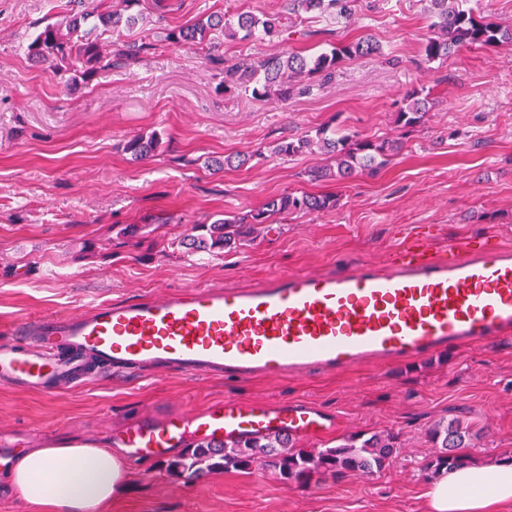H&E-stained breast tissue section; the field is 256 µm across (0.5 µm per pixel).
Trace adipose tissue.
<instances>
[{"mask_svg":"<svg viewBox=\"0 0 512 512\" xmlns=\"http://www.w3.org/2000/svg\"><path fill=\"white\" fill-rule=\"evenodd\" d=\"M129 479L119 449L85 445L25 448L0 468V490L20 493L35 512H104ZM426 496L427 512H499L512 504V457L441 471Z\"/></svg>","mask_w":512,"mask_h":512,"instance_id":"adipose-tissue-1","label":"adipose tissue"}]
</instances>
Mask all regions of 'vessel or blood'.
Masks as SVG:
<instances>
[{"label": "vessel or blood", "mask_w": 512, "mask_h": 512, "mask_svg": "<svg viewBox=\"0 0 512 512\" xmlns=\"http://www.w3.org/2000/svg\"><path fill=\"white\" fill-rule=\"evenodd\" d=\"M12 334L16 343L0 346V384L45 395L104 370L167 366L189 377L251 378L404 363L447 347L512 341V251L482 241L441 251L412 243L386 264L103 301L18 321ZM335 425L307 402L226 399L127 425L115 442L132 456L159 458L196 439L316 438Z\"/></svg>", "instance_id": "obj_1"}]
</instances>
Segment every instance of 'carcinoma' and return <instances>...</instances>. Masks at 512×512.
Masks as SVG:
<instances>
[{
    "label": "carcinoma",
    "mask_w": 512,
    "mask_h": 512,
    "mask_svg": "<svg viewBox=\"0 0 512 512\" xmlns=\"http://www.w3.org/2000/svg\"><path fill=\"white\" fill-rule=\"evenodd\" d=\"M124 8H112V0L85 3L82 9L69 17L67 32L58 24L44 26L28 45L29 53L39 59H55L66 64L83 77L106 72L116 63L136 57L151 48V43L133 40L122 43L115 54L105 53L99 37L123 28H134L143 14L130 12L140 0H122ZM357 0H288V14L303 11L331 17L350 19L355 16ZM426 18L437 35L429 38L423 47L425 59L440 61L462 48L494 47L512 42V27L477 17L464 7L466 0H422ZM280 18L241 13L234 23L222 13L211 14L192 25L182 26L168 33L167 40L176 45L198 48L209 42L212 32H222L228 38L238 35L251 37L260 30L265 34L276 32ZM382 54L380 44L371 36H362L347 43H336L315 55L298 51H283L261 60L242 57L224 65V90L252 86V93L264 97L270 93L286 101L309 90L307 80L317 76L331 79L338 65L346 60ZM429 110V101L422 91L413 90L404 97V104L395 113V124L401 131L398 139L369 140L342 134L328 126L315 132L306 131L294 138H285L273 147V153L293 157L318 148L328 163L309 171L314 181L348 180L358 174L374 176L390 158L400 152L401 138L420 127ZM160 145L158 134L129 138L124 151L134 159L153 155ZM337 198L328 194L289 192L268 199L261 207L242 217L219 218L211 223L196 224L193 233L181 241L191 254H218L236 247L239 242L253 238L259 229H268L276 216L292 213H316L336 206ZM430 439L440 445L439 451L426 465L435 472L454 465L462 455L458 449L468 447L469 432L457 421L437 425L430 431ZM395 438L389 434L370 436L353 434L342 443L313 454L299 448L286 434L245 435L229 442L201 440L167 462L170 472L189 479H201L212 472L226 469H249L255 463L279 471L289 481L303 482L314 472L342 474L357 472L372 475L389 464L395 450Z\"/></svg>",
    "instance_id": "1"
}]
</instances>
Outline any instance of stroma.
Segmentation results:
<instances>
[{"label": "stroma", "mask_w": 512, "mask_h": 512, "mask_svg": "<svg viewBox=\"0 0 512 512\" xmlns=\"http://www.w3.org/2000/svg\"><path fill=\"white\" fill-rule=\"evenodd\" d=\"M71 9V0H0V342L16 321L94 301L342 272L385 263L411 242L444 249L481 239L512 248V44L429 63L422 48L433 31L420 0H359L353 20L303 13L292 37L216 33L201 53L170 44L167 33L216 11L277 16L287 0H170L163 12L143 0L145 19L130 35L148 34L152 49L83 80L56 75L51 61L27 53L38 27L66 21ZM366 34L381 56L342 63L310 93L284 102L224 88L222 61L287 48L318 53ZM414 89L429 94L431 108L376 177L312 181L307 172L325 155L272 151L325 124L396 138L395 113ZM152 133L160 136L153 157L124 152L129 137ZM228 154L249 161L216 169L214 159ZM296 191L340 200L321 213L288 215L221 254L191 255L180 245L196 223ZM129 224L143 225L140 237L122 236ZM225 399L305 401L333 414L335 429L298 438L302 448L384 432L396 437L397 452L374 475L318 473L304 483L259 466L190 480L170 473L166 459H134L128 487L107 512H424L435 453L427 431L436 421L468 427L474 460L512 451V344L276 379L104 373L54 396L0 384V433L23 448L75 436L111 445L117 427Z\"/></svg>", "instance_id": "35a3bbf8"}]
</instances>
